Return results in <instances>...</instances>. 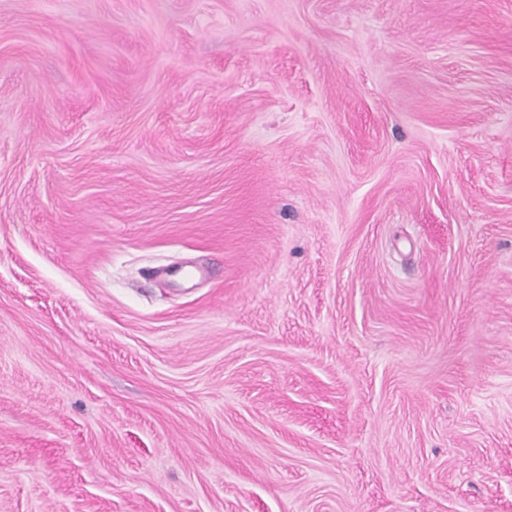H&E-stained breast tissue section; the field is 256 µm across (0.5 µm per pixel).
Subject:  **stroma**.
Instances as JSON below:
<instances>
[{
    "instance_id": "obj_1",
    "label": "stroma",
    "mask_w": 512,
    "mask_h": 512,
    "mask_svg": "<svg viewBox=\"0 0 512 512\" xmlns=\"http://www.w3.org/2000/svg\"><path fill=\"white\" fill-rule=\"evenodd\" d=\"M0 512H512V0H0Z\"/></svg>"
}]
</instances>
